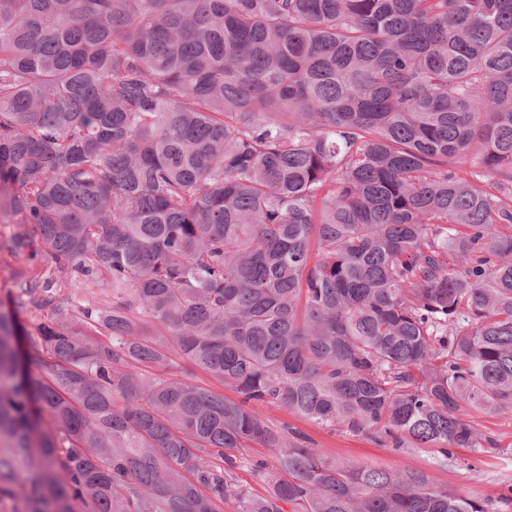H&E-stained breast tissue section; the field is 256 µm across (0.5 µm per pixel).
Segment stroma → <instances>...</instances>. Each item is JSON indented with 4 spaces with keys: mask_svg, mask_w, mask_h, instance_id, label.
I'll use <instances>...</instances> for the list:
<instances>
[{
    "mask_svg": "<svg viewBox=\"0 0 512 512\" xmlns=\"http://www.w3.org/2000/svg\"><path fill=\"white\" fill-rule=\"evenodd\" d=\"M17 230V225L9 221L0 222L1 301L12 297L19 277L39 275L48 266L47 260L42 256L18 253L10 249V240ZM258 411L272 425L287 424L307 433L319 447L326 449L331 458L340 463L375 466L387 470L402 467L421 469L429 472L438 486L478 499H497L512 487L510 413L475 415L477 427L497 439V449L479 453L460 448L456 451V463L443 467L439 464L441 454L436 448H404L396 451L381 447L363 435H354L340 429L334 431L320 428L303 417L286 413L278 406L262 405Z\"/></svg>",
    "mask_w": 512,
    "mask_h": 512,
    "instance_id": "obj_1",
    "label": "stroma"
}]
</instances>
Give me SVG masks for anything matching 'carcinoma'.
Instances as JSON below:
<instances>
[{"mask_svg":"<svg viewBox=\"0 0 512 512\" xmlns=\"http://www.w3.org/2000/svg\"><path fill=\"white\" fill-rule=\"evenodd\" d=\"M2 215L52 265L29 352L0 309V512H512L255 409L497 448L512 0H0Z\"/></svg>","mask_w":512,"mask_h":512,"instance_id":"carcinoma-1","label":"carcinoma"}]
</instances>
